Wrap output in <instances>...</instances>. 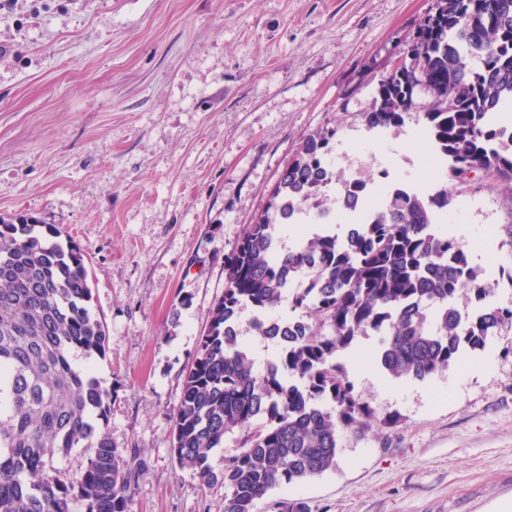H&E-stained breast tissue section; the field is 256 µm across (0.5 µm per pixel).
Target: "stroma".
Wrapping results in <instances>:
<instances>
[{"mask_svg": "<svg viewBox=\"0 0 512 512\" xmlns=\"http://www.w3.org/2000/svg\"><path fill=\"white\" fill-rule=\"evenodd\" d=\"M437 0H9L0 6V215L50 224L85 252L113 391V445L143 466L133 512H222L172 457L184 370L224 255L303 140L337 129V182L426 192L446 179L417 126L363 114ZM512 193L460 186L442 231L512 307ZM361 336L337 359L370 409L339 433L335 468L273 490L256 512H501L512 503V331L426 381L394 380ZM394 426H387L390 417Z\"/></svg>", "mask_w": 512, "mask_h": 512, "instance_id": "35a3bbf8", "label": "stroma"}]
</instances>
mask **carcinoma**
I'll list each match as a JSON object with an SVG mask.
<instances>
[{"instance_id":"cac0c4a2","label":"carcinoma","mask_w":512,"mask_h":512,"mask_svg":"<svg viewBox=\"0 0 512 512\" xmlns=\"http://www.w3.org/2000/svg\"><path fill=\"white\" fill-rule=\"evenodd\" d=\"M407 56L379 83L364 122L376 132L403 125L414 88L427 87L432 101L416 122L447 163V182L421 197L345 180L337 223L358 213L346 236L324 230L283 250L277 226L301 206L331 215L324 202L336 174L326 155L338 131L321 129L224 254V294L184 370L171 448L201 487L224 484L223 512H254L271 491L323 474L339 431L368 427L367 407L335 363L356 337H379L375 361L388 376L423 381L512 329V308L486 304L497 283L435 228L469 173H491L512 193V128L497 122L512 104V0H438ZM370 195L381 204L366 210ZM56 234L0 217V512H70L74 501L84 512H131L142 462L104 429L111 389L74 367L78 354L105 355L107 333L87 307L83 250L48 243ZM461 296L478 307L461 313ZM246 308L251 330L277 349L263 373L239 340ZM237 428L239 451L218 470L214 450ZM76 448L79 471L55 465Z\"/></svg>"}]
</instances>
